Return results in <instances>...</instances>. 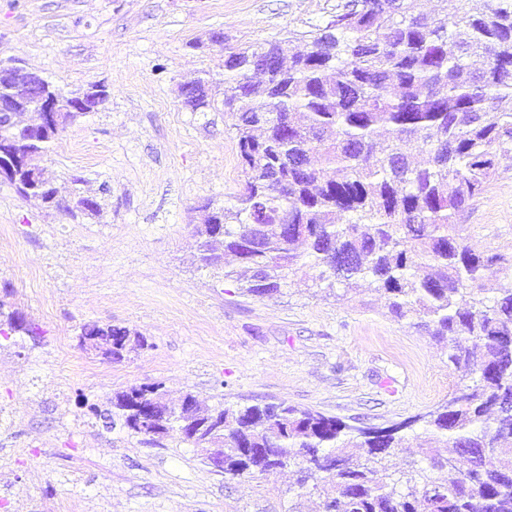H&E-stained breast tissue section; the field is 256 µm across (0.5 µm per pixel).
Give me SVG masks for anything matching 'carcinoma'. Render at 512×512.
<instances>
[{
    "instance_id": "obj_1",
    "label": "carcinoma",
    "mask_w": 512,
    "mask_h": 512,
    "mask_svg": "<svg viewBox=\"0 0 512 512\" xmlns=\"http://www.w3.org/2000/svg\"><path fill=\"white\" fill-rule=\"evenodd\" d=\"M438 2L428 14L417 0H347L288 62L277 42L224 44L244 181L198 230L200 266L264 297L310 259L322 282L386 294L472 379L418 417L442 480L393 469L412 420L371 432L285 403L203 409L192 445L224 449V475L250 474L247 449L264 448L255 467L297 465L324 512H512V258L474 252L458 224L512 154V0ZM13 316L0 302V336L36 335ZM80 335L111 337L114 361L144 345L112 324ZM162 389L116 394L112 415L135 435L182 430L161 409L138 422V402ZM444 442L466 468L443 465Z\"/></svg>"
}]
</instances>
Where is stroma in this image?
Listing matches in <instances>:
<instances>
[{"label": "stroma", "instance_id": "1", "mask_svg": "<svg viewBox=\"0 0 512 512\" xmlns=\"http://www.w3.org/2000/svg\"><path fill=\"white\" fill-rule=\"evenodd\" d=\"M341 0H0V62L67 91L104 85L42 165L65 212L0 178V301L35 336L0 341V497L5 512H322L288 467L229 478L170 431L162 445L103 411L116 393L161 383L171 403L284 402L387 427L445 401L465 378L448 350L384 294L317 282L253 297L193 256L205 203L232 204L243 173L224 114L225 45L325 26ZM223 32L227 44L211 42ZM212 76V107L180 96ZM80 144L82 157L71 152ZM460 219L472 249L512 257V154ZM147 344L118 362L79 348L88 323Z\"/></svg>", "mask_w": 512, "mask_h": 512}]
</instances>
